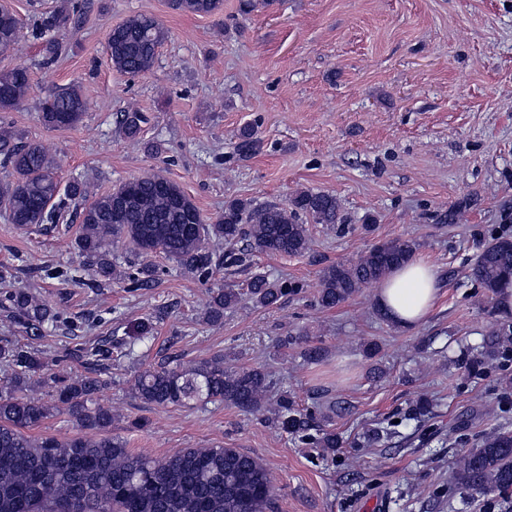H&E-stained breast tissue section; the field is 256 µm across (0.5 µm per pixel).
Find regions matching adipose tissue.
<instances>
[{"instance_id":"1","label":"adipose tissue","mask_w":512,"mask_h":512,"mask_svg":"<svg viewBox=\"0 0 512 512\" xmlns=\"http://www.w3.org/2000/svg\"><path fill=\"white\" fill-rule=\"evenodd\" d=\"M440 291L435 268L417 260L386 279L378 290L377 303L393 323L411 327L426 321Z\"/></svg>"}]
</instances>
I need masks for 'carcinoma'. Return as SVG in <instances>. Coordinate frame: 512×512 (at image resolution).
<instances>
[{"mask_svg": "<svg viewBox=\"0 0 512 512\" xmlns=\"http://www.w3.org/2000/svg\"><path fill=\"white\" fill-rule=\"evenodd\" d=\"M174 11L215 15L223 0H169ZM77 6L63 4L42 14L39 30L63 31L78 23ZM22 27L20 18L0 4V56L14 52ZM167 29L154 17L135 15L112 29L108 49L112 67L138 75L149 71ZM27 69L0 70V112L15 109L30 90ZM88 106L81 87L73 85L42 103L40 120L49 130L73 127ZM149 122L146 113H121L124 136L134 139ZM259 147L255 125L238 133L237 151L246 157ZM0 163L15 178L0 183V209L20 226L53 223L64 208L79 221L75 246L85 262L95 267L99 284L115 272L111 247L118 240L139 254L159 252L175 261L185 274L209 277L215 270L241 266L247 254L229 246L241 240L251 251L267 255L302 256L311 239L308 223H341V205L335 195L301 190L285 203L258 205L248 199L224 203V213L208 223L192 199L175 182L151 174L123 183L88 199L83 182H71L60 191L53 162L37 142L27 141L11 127L0 126ZM418 248L414 239L373 245L355 263H336L321 275L317 303L335 308L360 289L385 279L409 261ZM471 280L494 291L512 278V239L499 238L483 247L471 268ZM299 286L272 282L256 275L249 283L253 302L261 307L281 304ZM18 321L37 329L54 325L58 313L25 288L7 292ZM238 303L233 288L211 292L206 318L218 324L224 311ZM0 512H267L271 504L269 474L258 458L235 448H185L170 456L152 458L134 454L111 434L112 411L95 399L101 380L85 375L72 379L50 374L37 380L51 388L49 399L32 385L43 367L36 352L9 340L0 342ZM271 388L261 367L224 366L221 355L173 367H147L133 379L131 391L140 401L159 407L190 403L227 404L245 413L261 411ZM68 414L83 433L58 438L34 435L46 420ZM269 421L313 448H334L336 435L314 425V416L296 408L284 392L276 400ZM457 481L466 490L512 498V430L499 428L481 439L479 448L458 458Z\"/></svg>", "mask_w": 512, "mask_h": 512, "instance_id": "carcinoma-1", "label": "carcinoma"}]
</instances>
